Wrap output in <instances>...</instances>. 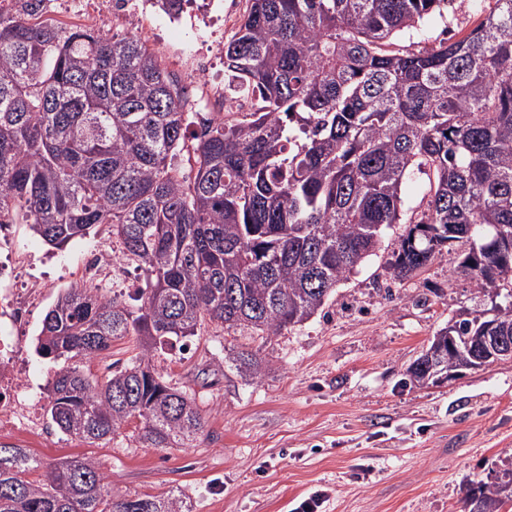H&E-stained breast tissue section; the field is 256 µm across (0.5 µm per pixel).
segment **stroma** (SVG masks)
<instances>
[{
	"label": "stroma",
	"instance_id": "stroma-1",
	"mask_svg": "<svg viewBox=\"0 0 512 512\" xmlns=\"http://www.w3.org/2000/svg\"><path fill=\"white\" fill-rule=\"evenodd\" d=\"M474 20L471 0H453L447 16L426 22L427 45L469 30ZM158 25L152 13L135 27L113 23L110 34L123 38L142 28L150 51L196 108L201 90L223 86V70L196 82L177 60L195 32ZM407 231L404 224L386 229L375 254L321 313L255 342L265 364L257 377L242 376L232 361L242 337L207 321L194 336L157 349L155 369L195 398L205 418L190 446L144 447L128 425L93 444L63 434L30 456L46 467L92 460L113 499L176 490L192 512H291L316 491L325 494L321 512H468L471 482L493 481L512 466V360L440 387L407 383V367L449 320L488 304L475 283L456 274L452 252L408 279H393L391 264ZM87 248L105 249L116 261L98 282L101 293L133 302L144 275L108 226L57 250L15 224L0 246L15 267L12 287L36 291L26 329L36 385H45L51 364L36 355L33 338Z\"/></svg>",
	"mask_w": 512,
	"mask_h": 512
}]
</instances>
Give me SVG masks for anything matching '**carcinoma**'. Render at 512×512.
<instances>
[{"mask_svg":"<svg viewBox=\"0 0 512 512\" xmlns=\"http://www.w3.org/2000/svg\"><path fill=\"white\" fill-rule=\"evenodd\" d=\"M224 44V118L190 131L187 97L145 42L0 14V224L55 248L107 224L144 273L140 306L76 284L48 310L36 354L64 361L47 386L63 433L94 443L135 422L150 448L193 441L194 398L155 371L157 346L209 319L263 339L323 311L400 223L403 185L429 171L427 213L391 265L403 281L442 251L478 291L500 290L512 336V0H472L475 25L419 52L390 49L451 0H249ZM196 173L181 174L180 153ZM477 314L428 348L471 361ZM135 337L103 381L79 361ZM260 373L253 351L233 357ZM41 463L0 445V512H183L171 492L115 501L90 460ZM512 468L467 491L507 512Z\"/></svg>","mask_w":512,"mask_h":512,"instance_id":"cac0c4a2","label":"carcinoma"}]
</instances>
